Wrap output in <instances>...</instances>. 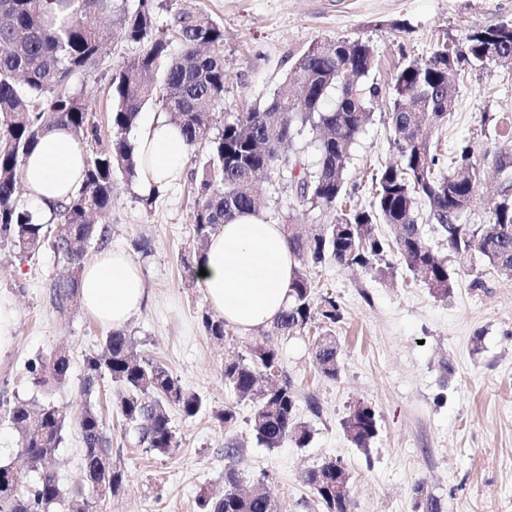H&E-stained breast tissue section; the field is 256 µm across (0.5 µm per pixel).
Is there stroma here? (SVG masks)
Returning <instances> with one entry per match:
<instances>
[{
    "label": "stroma",
    "instance_id": "35a3bbf8",
    "mask_svg": "<svg viewBox=\"0 0 512 512\" xmlns=\"http://www.w3.org/2000/svg\"><path fill=\"white\" fill-rule=\"evenodd\" d=\"M224 27V67L229 75L224 103L214 116L266 101L283 80L292 58L320 38L361 39L376 50L371 80L392 82L400 65L428 56L445 43L455 48L470 31L512 21V0H186ZM140 52L138 45L112 41L98 71L77 75L102 133H109L113 69ZM455 111L447 125L431 131L440 153L452 157L465 142L476 149L485 170L512 151L498 118L512 120V65L490 62L458 71ZM356 138L344 179L351 192L344 207L366 209L371 177L394 161L386 106ZM268 223L315 227L332 215L303 203L288 180L263 184ZM138 192L115 179L112 208L99 217L108 247L125 251L143 267L151 300L132 316L125 332L137 353L161 362L202 402L192 418L171 410L178 448L147 453L126 431L116 408L117 384L103 380L91 397L80 391L86 355L98 351L107 334L80 302L66 312L52 308L48 288L64 267L50 246L35 255L0 249V295L12 296L17 315L13 340L0 350V461L12 464L23 484L36 472L17 453L20 438L8 406L40 401L26 379L29 359L65 347L72 360L69 382L52 394L60 405L91 401L103 416L112 442V464L124 471L118 495L89 512H197L200 490L224 486L225 468L248 480L267 477L279 512H322L301 480L302 472L341 459L350 474L353 512H413L416 486L436 497L441 512H512V280L495 275L484 288L459 278L453 296L442 301L395 266L389 277L333 262L313 269L319 292L336 297L343 318L336 326L340 374L330 380L312 362L313 334L279 338L282 368L298 396L296 417L312 431L307 447L284 442L259 445L249 418L252 403L224 384V361L246 354L248 334L228 327L222 340L204 331L209 305L197 280L200 250L193 232L189 182L158 195L144 208ZM371 405L379 433L369 451L349 440L341 422L358 403ZM234 406L238 421L223 427L216 415ZM238 452L226 458L224 448ZM59 478L84 491L81 443L67 428L58 453Z\"/></svg>",
    "mask_w": 512,
    "mask_h": 512
}]
</instances>
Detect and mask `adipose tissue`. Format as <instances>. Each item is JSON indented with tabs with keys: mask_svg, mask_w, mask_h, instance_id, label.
Masks as SVG:
<instances>
[{
	"mask_svg": "<svg viewBox=\"0 0 512 512\" xmlns=\"http://www.w3.org/2000/svg\"><path fill=\"white\" fill-rule=\"evenodd\" d=\"M132 143L141 160L138 192L162 193L185 176L188 146L166 115L135 128ZM83 150L65 128L48 130L23 164V196L42 214L68 200L83 180ZM206 301L225 323L241 331L269 325L290 300L294 257L283 227L259 214H240L213 235L198 262ZM82 307L104 327L124 329L149 302L140 268L124 252L101 251L86 262L78 291Z\"/></svg>",
	"mask_w": 512,
	"mask_h": 512,
	"instance_id": "1",
	"label": "adipose tissue"
}]
</instances>
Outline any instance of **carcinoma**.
Instances as JSON below:
<instances>
[{
	"mask_svg": "<svg viewBox=\"0 0 512 512\" xmlns=\"http://www.w3.org/2000/svg\"><path fill=\"white\" fill-rule=\"evenodd\" d=\"M161 11L169 17L162 29L157 26ZM101 17L112 19L118 38L142 45L138 56L111 75V142L104 148L98 125L88 118V104L73 88L74 77L97 70L106 51L97 26ZM497 61L512 63V22L474 31L457 49L437 46L428 57L401 66L386 88L367 82L375 65L369 43L317 39L293 60L271 100L225 120L212 135V114L224 102L229 75L224 27L209 16L182 6L180 0H0V244L30 255L51 243L68 275L51 284L50 299L65 311L79 288L83 247L97 233L92 215L112 208L115 175L130 184L136 180L129 134L142 108L157 94L159 82L162 107L189 146L193 226L204 244L235 214L261 212L265 202L256 182L263 176L286 173L303 201L333 209L347 194L344 170L351 146L371 119L368 105L387 102L397 160L372 177L369 209H341L310 235L296 224L283 225L295 260L288 309L270 325L271 334L250 339L247 356L224 361V384L253 403L251 427L257 442L277 448L290 440L304 448L311 432L296 419L290 381L279 379V353L271 336L301 335L320 317L313 362L324 377H338L335 327L343 318L341 307L333 296L317 294L311 270L334 261L383 276L396 260L441 300L454 294L457 275L477 259L497 275L512 278V176L502 183L492 221L469 224L465 217L485 175L474 147L461 146L445 173L444 157L422 134L423 126H441L455 110L451 73ZM59 126L83 145L84 180L46 220L21 203V172L41 136ZM306 129L318 155L312 166L291 150L295 136ZM423 205L446 255L425 238L419 224ZM378 224L388 225L393 239L378 236ZM97 234L105 243V231ZM201 323L208 335L224 336L223 319L205 312ZM26 372L35 387L62 384L70 377L71 359L65 350L52 349L30 360ZM106 376L119 386L116 407L139 446L162 454L179 447L170 409L192 418L202 407L198 395L162 363L136 357L131 337L122 331L109 332L102 349L86 356L82 393L94 392ZM9 418L20 435L18 451L37 468L39 480L21 494L0 487V512H58L68 504L88 512V501L68 493L54 470L68 424L81 437L83 471L101 485L96 496L119 493L124 472L112 466L103 420L90 404L73 410L50 401H18ZM343 428L357 448L368 451L378 435L375 410L353 406ZM341 479L350 482L345 465L336 459L301 476L324 512H352L350 487L336 491ZM240 483L235 469H227L223 492L199 493L198 512H277L275 502L262 495L263 481H256L249 493L240 491ZM415 493V512H440V502L422 487Z\"/></svg>",
	"mask_w": 512,
	"mask_h": 512,
	"instance_id": "carcinoma-1",
	"label": "carcinoma"
}]
</instances>
